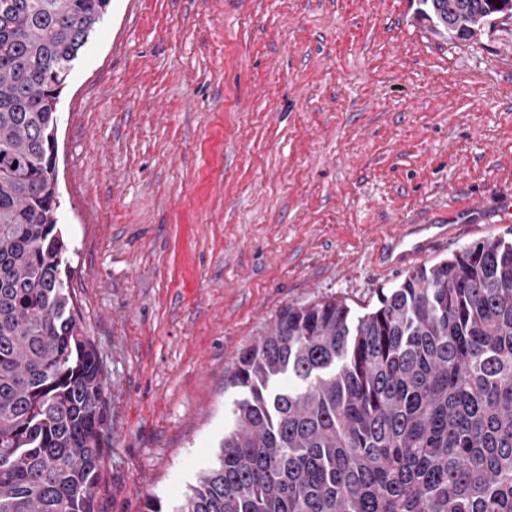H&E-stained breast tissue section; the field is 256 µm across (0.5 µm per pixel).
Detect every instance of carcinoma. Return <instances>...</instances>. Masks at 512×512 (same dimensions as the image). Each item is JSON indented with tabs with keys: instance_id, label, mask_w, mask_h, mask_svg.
Instances as JSON below:
<instances>
[{
	"instance_id": "obj_1",
	"label": "carcinoma",
	"mask_w": 512,
	"mask_h": 512,
	"mask_svg": "<svg viewBox=\"0 0 512 512\" xmlns=\"http://www.w3.org/2000/svg\"><path fill=\"white\" fill-rule=\"evenodd\" d=\"M110 3L0 0V512H93L105 376L61 277L49 148ZM421 4L450 42L498 14ZM230 383L244 398L218 465L176 512H512V240L424 265L362 314L286 306Z\"/></svg>"
}]
</instances>
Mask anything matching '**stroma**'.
I'll list each match as a JSON object with an SVG mask.
<instances>
[{"label": "stroma", "instance_id": "stroma-1", "mask_svg": "<svg viewBox=\"0 0 512 512\" xmlns=\"http://www.w3.org/2000/svg\"><path fill=\"white\" fill-rule=\"evenodd\" d=\"M418 0H111L64 89L66 277L107 377L94 512H173L214 467L238 354L284 307H375L380 237L432 265L512 238V17L451 43ZM413 238L406 240L407 235L397 232L383 235L386 248L382 249V258L389 267H404L409 260L424 254L434 243L448 239V225L445 224H414ZM400 248L398 252L396 250Z\"/></svg>", "mask_w": 512, "mask_h": 512}]
</instances>
